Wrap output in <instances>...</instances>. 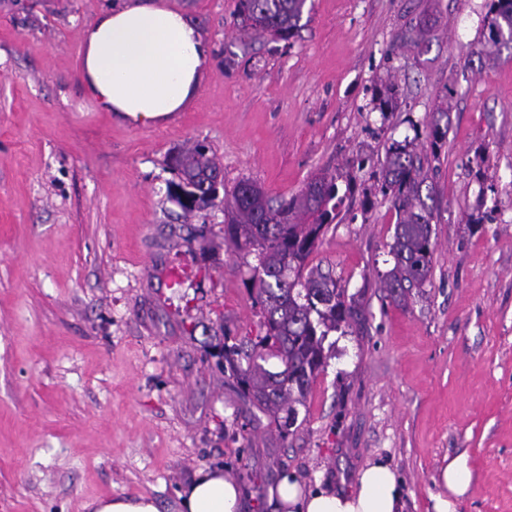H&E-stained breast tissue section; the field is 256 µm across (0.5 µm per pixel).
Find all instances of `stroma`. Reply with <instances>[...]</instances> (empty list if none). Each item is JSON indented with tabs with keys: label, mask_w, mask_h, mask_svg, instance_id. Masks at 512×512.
Returning a JSON list of instances; mask_svg holds the SVG:
<instances>
[{
	"label": "stroma",
	"mask_w": 512,
	"mask_h": 512,
	"mask_svg": "<svg viewBox=\"0 0 512 512\" xmlns=\"http://www.w3.org/2000/svg\"><path fill=\"white\" fill-rule=\"evenodd\" d=\"M208 48L181 115L148 128L101 110L82 31L121 0H0V512H88L115 495L177 494L206 468L267 491L356 488L369 462L434 512L463 453L457 512H512V47L479 55L486 0H307L290 40L252 39L237 0H167ZM427 26L421 47L404 44ZM392 84L395 111L372 97ZM449 100L448 135L423 132ZM428 157L431 271L394 303L397 221L379 191L387 148ZM201 142L224 169L289 199L335 177L342 201L308 262L364 308L287 437L217 364L262 335L254 254L224 241V201L169 198L170 153ZM481 212L480 223L466 216ZM440 483L447 493L435 496V512H456V500L464 497L472 484L471 470L464 454L448 459V464L441 470Z\"/></svg>",
	"instance_id": "35a3bbf8"
}]
</instances>
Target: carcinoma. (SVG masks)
Returning <instances> with one entry per match:
<instances>
[{
	"label": "carcinoma",
	"instance_id": "carcinoma-1",
	"mask_svg": "<svg viewBox=\"0 0 512 512\" xmlns=\"http://www.w3.org/2000/svg\"><path fill=\"white\" fill-rule=\"evenodd\" d=\"M306 0H237L236 13L257 34L270 33L287 40L298 30ZM485 26L479 52L497 57L512 43V0H487ZM446 106L433 113L426 126L431 148L448 134L441 124L449 116ZM180 183L173 200L203 209L217 199L224 177L208 148L196 143L172 157ZM425 182L421 158L407 146L394 143L386 150L380 192L391 198L397 212L390 252L395 264L384 281L390 298L403 303L413 287L421 286L431 269L433 228L431 211L422 197ZM336 178L314 177L298 196L278 201L249 181L239 182L224 206V238L239 248H252L257 295L261 300L265 335L259 340L224 347V368L243 393L287 436L305 405L312 384L324 369L327 331L350 324L358 316L354 298L307 258L329 224L337 217Z\"/></svg>",
	"mask_w": 512,
	"mask_h": 512
}]
</instances>
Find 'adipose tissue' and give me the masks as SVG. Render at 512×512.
Wrapping results in <instances>:
<instances>
[{
  "label": "adipose tissue",
  "instance_id": "adipose-tissue-1",
  "mask_svg": "<svg viewBox=\"0 0 512 512\" xmlns=\"http://www.w3.org/2000/svg\"><path fill=\"white\" fill-rule=\"evenodd\" d=\"M81 72L100 107L135 123H156L184 111L197 94L207 47L196 27L162 0H124L82 33ZM435 512H456L472 484L465 455L440 473ZM241 490L223 469L197 473L179 494L180 512H238ZM404 484L388 463L372 462L350 493L304 492L292 477L270 489L277 512H403Z\"/></svg>",
  "mask_w": 512,
  "mask_h": 512
}]
</instances>
